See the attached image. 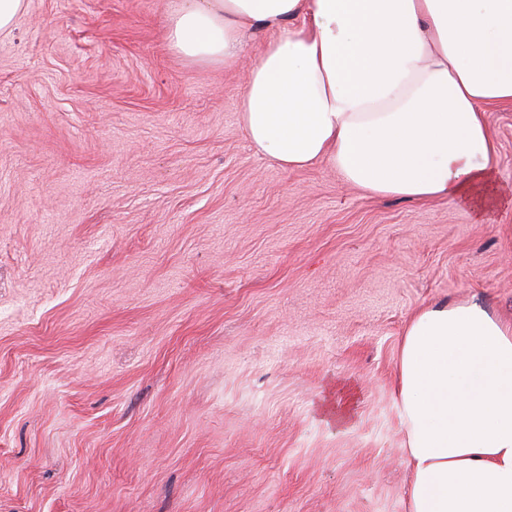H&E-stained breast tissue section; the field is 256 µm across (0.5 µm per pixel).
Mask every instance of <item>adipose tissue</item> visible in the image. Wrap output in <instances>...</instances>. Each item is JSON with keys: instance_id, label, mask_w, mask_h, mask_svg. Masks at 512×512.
<instances>
[{"instance_id": "adipose-tissue-1", "label": "adipose tissue", "mask_w": 512, "mask_h": 512, "mask_svg": "<svg viewBox=\"0 0 512 512\" xmlns=\"http://www.w3.org/2000/svg\"><path fill=\"white\" fill-rule=\"evenodd\" d=\"M247 71L251 148L281 169L326 165L375 197L512 206L486 121L512 104V0H174L171 47ZM396 405L408 512H512V322L462 301L419 309Z\"/></svg>"}]
</instances>
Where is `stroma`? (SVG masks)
<instances>
[{
	"label": "stroma",
	"mask_w": 512,
	"mask_h": 512,
	"mask_svg": "<svg viewBox=\"0 0 512 512\" xmlns=\"http://www.w3.org/2000/svg\"><path fill=\"white\" fill-rule=\"evenodd\" d=\"M168 5L26 0L0 33V512H407L401 334L512 321V208L273 165L243 65L182 58Z\"/></svg>",
	"instance_id": "35a3bbf8"
}]
</instances>
